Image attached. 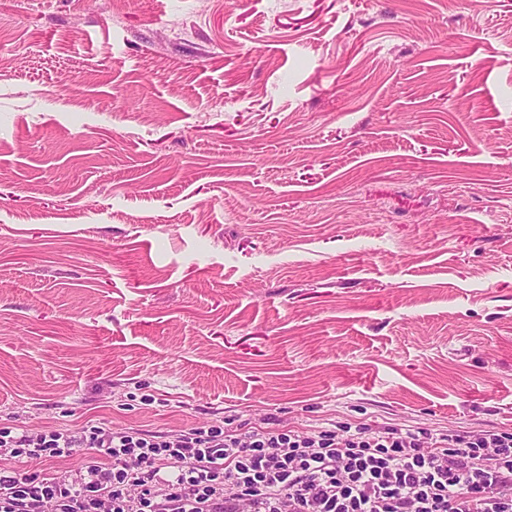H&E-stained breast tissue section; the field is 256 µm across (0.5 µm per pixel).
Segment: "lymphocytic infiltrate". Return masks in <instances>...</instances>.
Instances as JSON below:
<instances>
[{"instance_id":"obj_1","label":"lymphocytic infiltrate","mask_w":512,"mask_h":512,"mask_svg":"<svg viewBox=\"0 0 512 512\" xmlns=\"http://www.w3.org/2000/svg\"><path fill=\"white\" fill-rule=\"evenodd\" d=\"M77 454L72 476L7 477L0 512H512V435L0 429V457Z\"/></svg>"}]
</instances>
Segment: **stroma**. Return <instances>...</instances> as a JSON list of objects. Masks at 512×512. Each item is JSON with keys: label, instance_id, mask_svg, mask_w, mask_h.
Masks as SVG:
<instances>
[{"label": "stroma", "instance_id": "35a3bbf8", "mask_svg": "<svg viewBox=\"0 0 512 512\" xmlns=\"http://www.w3.org/2000/svg\"><path fill=\"white\" fill-rule=\"evenodd\" d=\"M113 2L0 0V429L512 433V0Z\"/></svg>", "mask_w": 512, "mask_h": 512}]
</instances>
